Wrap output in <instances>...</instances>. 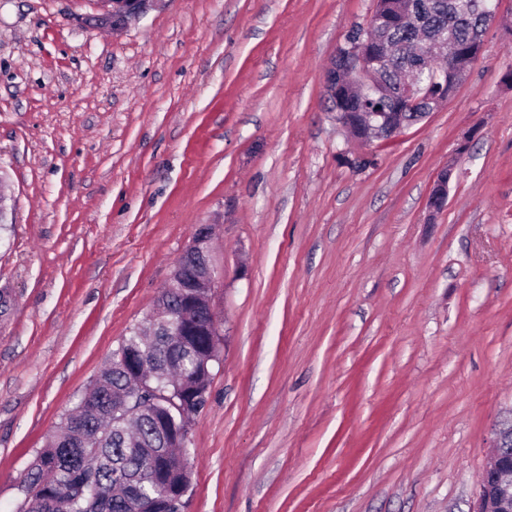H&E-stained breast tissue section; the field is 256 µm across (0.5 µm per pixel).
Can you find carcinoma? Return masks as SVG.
<instances>
[{"instance_id": "carcinoma-1", "label": "carcinoma", "mask_w": 512, "mask_h": 512, "mask_svg": "<svg viewBox=\"0 0 512 512\" xmlns=\"http://www.w3.org/2000/svg\"><path fill=\"white\" fill-rule=\"evenodd\" d=\"M421 24L401 22L409 6ZM381 18L372 36L395 47L387 61L366 60L384 90L362 100L342 93L331 97L334 112H397L401 76L412 74L422 97L405 110L404 122L415 124L433 111L437 96L434 61L420 56L421 36L448 35V52L471 58L487 30L477 0H376ZM156 315L168 318L189 309L186 292L166 288L156 301ZM198 319L193 336H140L134 327L108 366L67 414L48 444L39 449L24 478L20 512H184L182 493L189 489L191 468L183 444L194 416L208 400L211 366L219 349L209 335L212 319ZM125 397L136 413L127 421L114 412ZM165 419L161 433L156 422Z\"/></svg>"}]
</instances>
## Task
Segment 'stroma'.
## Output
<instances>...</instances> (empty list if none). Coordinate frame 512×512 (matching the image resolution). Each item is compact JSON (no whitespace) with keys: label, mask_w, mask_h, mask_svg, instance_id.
Listing matches in <instances>:
<instances>
[{"label":"stroma","mask_w":512,"mask_h":512,"mask_svg":"<svg viewBox=\"0 0 512 512\" xmlns=\"http://www.w3.org/2000/svg\"><path fill=\"white\" fill-rule=\"evenodd\" d=\"M375 0H0V512L215 227L184 512H472L512 411V0L448 101L350 139ZM452 170L448 205L427 201ZM100 2L102 13L95 17V22L99 25L112 22L113 27L123 18L142 12L150 0H100Z\"/></svg>","instance_id":"1"}]
</instances>
